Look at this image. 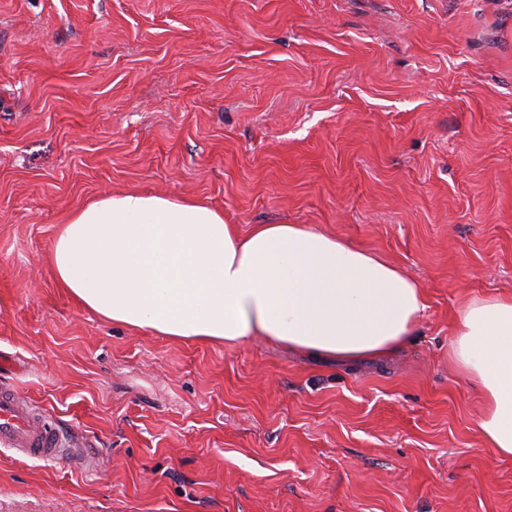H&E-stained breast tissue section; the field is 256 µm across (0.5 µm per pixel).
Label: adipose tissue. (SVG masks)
Wrapping results in <instances>:
<instances>
[{
    "label": "adipose tissue",
    "mask_w": 512,
    "mask_h": 512,
    "mask_svg": "<svg viewBox=\"0 0 512 512\" xmlns=\"http://www.w3.org/2000/svg\"><path fill=\"white\" fill-rule=\"evenodd\" d=\"M51 270L117 325L229 345L260 337L343 363L402 348L426 310L417 281L341 238L303 224L244 232L202 203L135 191L73 211ZM448 357L480 390L482 437L512 458V298L464 305Z\"/></svg>",
    "instance_id": "adipose-tissue-1"
}]
</instances>
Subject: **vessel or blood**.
Listing matches in <instances>:
<instances>
[{
    "mask_svg": "<svg viewBox=\"0 0 512 512\" xmlns=\"http://www.w3.org/2000/svg\"><path fill=\"white\" fill-rule=\"evenodd\" d=\"M0 446L45 461L68 457L70 444L50 424L36 420L30 408L8 392H0Z\"/></svg>",
    "mask_w": 512,
    "mask_h": 512,
    "instance_id": "vessel-or-blood-1",
    "label": "vessel or blood"
}]
</instances>
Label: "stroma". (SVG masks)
<instances>
[{
    "label": "stroma",
    "instance_id": "1",
    "mask_svg": "<svg viewBox=\"0 0 512 512\" xmlns=\"http://www.w3.org/2000/svg\"><path fill=\"white\" fill-rule=\"evenodd\" d=\"M306 224L425 290L385 361L112 324L56 282L125 191ZM512 297V0H0V351L80 454L0 447V512H512L457 311Z\"/></svg>",
    "mask_w": 512,
    "mask_h": 512
}]
</instances>
